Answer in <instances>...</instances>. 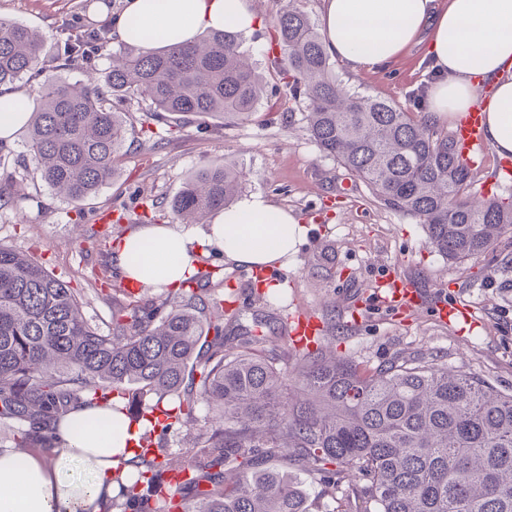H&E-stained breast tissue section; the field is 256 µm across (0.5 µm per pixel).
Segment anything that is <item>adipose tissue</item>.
<instances>
[{
	"mask_svg": "<svg viewBox=\"0 0 512 512\" xmlns=\"http://www.w3.org/2000/svg\"><path fill=\"white\" fill-rule=\"evenodd\" d=\"M112 25L126 45L149 49L147 34L157 28L166 44L177 45L205 29L249 33L259 20L248 0H125ZM320 34L328 53L365 71L426 43L440 74L426 118L451 126L482 110L486 143L499 157H512V0H322ZM483 84L490 97H480ZM30 115L27 93H1L0 140L12 141ZM306 234L294 214L252 195L199 235L180 224L144 225L122 241L114 263L128 282L175 288L194 273L203 247L268 271L287 267ZM136 437L123 414L86 407L60 424L53 457L0 448V512H99L100 501L113 495V458Z\"/></svg>",
	"mask_w": 512,
	"mask_h": 512,
	"instance_id": "obj_1",
	"label": "adipose tissue"
}]
</instances>
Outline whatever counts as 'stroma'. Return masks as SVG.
I'll use <instances>...</instances> for the list:
<instances>
[{
  "mask_svg": "<svg viewBox=\"0 0 512 512\" xmlns=\"http://www.w3.org/2000/svg\"><path fill=\"white\" fill-rule=\"evenodd\" d=\"M109 12L123 9L122 0H0V16L38 29L46 37L44 53L60 49L66 31L79 27L108 32L96 18L99 5ZM261 19L259 29L243 34V47L263 78L266 91L248 120L222 124L209 116H171L153 124V138L141 133L142 114L130 110L132 135L118 175L86 203L87 224L70 221L69 204L45 185L31 160L23 136H16L0 156V178L13 177L20 194L0 208V244L44 263L57 279L80 292L83 314L102 332H109L114 289L125 281L110 266L87 227L107 232L117 243L143 224H169L170 200L199 168L231 164L243 168L241 196L259 195L291 211L308 228L307 237L288 268L265 272L278 282L274 293L248 287L251 270L226 262L210 247L197 261L201 270L219 273L224 296H236L240 323L255 314L272 317L305 313L336 330L324 333L325 351L352 358L367 370L393 358L429 355L438 362L512 392V235L487 253L452 263L432 249L418 219L380 204L369 188L312 141L304 104L284 111L282 76L270 64L274 33V0H250ZM331 65L349 90L387 99L411 110L413 91L433 81L425 45L412 46L401 60L375 70L354 73L339 60ZM477 198L493 193L512 196V179L501 177L500 159L485 150L474 169ZM156 206L147 210L142 197ZM395 273L411 279L422 295L416 313H395L383 307L376 284ZM466 305L477 320L470 333L441 322V302ZM303 487L310 512H353L355 495L348 479L335 488L307 475Z\"/></svg>",
  "mask_w": 512,
  "mask_h": 512,
  "instance_id": "obj_1",
  "label": "stroma"
}]
</instances>
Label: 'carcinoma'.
I'll list each match as a JSON object with an SVG mask.
<instances>
[{
	"instance_id": "cac0c4a2",
	"label": "carcinoma",
	"mask_w": 512,
	"mask_h": 512,
	"mask_svg": "<svg viewBox=\"0 0 512 512\" xmlns=\"http://www.w3.org/2000/svg\"><path fill=\"white\" fill-rule=\"evenodd\" d=\"M274 22L284 111L306 104L323 153L382 205L425 224L430 246L450 261L512 233V197L470 198L472 169L452 135L346 90L305 11L284 5ZM149 39L157 47L127 46L103 77L70 83L57 71L83 68L75 45L48 58L42 33L0 18V87L36 80L25 144L41 180L73 203L76 224L86 222L83 202L119 171L131 131L119 104L137 102L144 126L163 112L226 122L248 118L262 96L241 35L210 30L164 45L153 31ZM241 185L234 167H204L171 202L173 218L203 221ZM199 279H185L158 306L118 289L104 334L83 316L76 289L0 245V419L17 424L14 447L49 455L68 412L141 385L178 398L166 406L163 436L194 421L197 403L212 416L180 460L120 459L113 482L130 512H308L297 479L263 467L279 457L329 481L340 471L362 483V512H512V393L425 356L365 371L305 349L286 374L266 350L270 335L288 340L284 321H256L230 338L224 300L189 288ZM182 465L192 480L163 487L161 474Z\"/></svg>"
}]
</instances>
